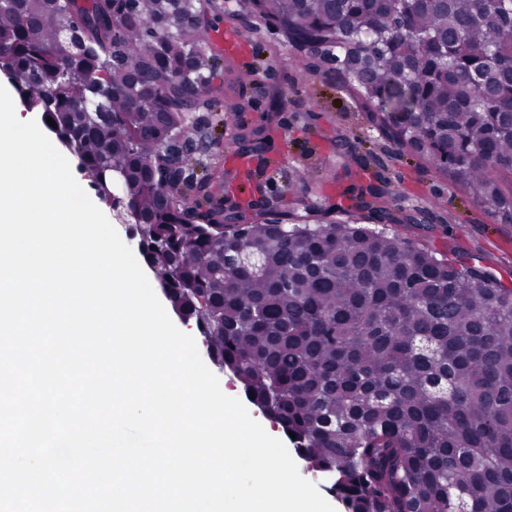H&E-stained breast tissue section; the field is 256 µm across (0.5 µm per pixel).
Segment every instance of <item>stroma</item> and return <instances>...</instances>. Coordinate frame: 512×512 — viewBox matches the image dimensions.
Wrapping results in <instances>:
<instances>
[{
    "mask_svg": "<svg viewBox=\"0 0 512 512\" xmlns=\"http://www.w3.org/2000/svg\"><path fill=\"white\" fill-rule=\"evenodd\" d=\"M215 2L209 13L211 28L221 30L231 23L242 31L247 38L242 53L252 65L265 62L271 50L281 48L280 32L251 10L238 6L228 13L222 7L224 0ZM264 82L285 93L272 135L271 163L263 176L269 190H283L297 170L305 171L312 189L329 180L336 155L330 133L336 127L349 129L362 142L355 162L363 166L368 179L390 183L401 205H417L426 212V225L390 224L388 233L452 260L478 259L503 281L512 280V223L477 206L420 156L381 139L368 113L337 88L327 64L315 57L304 69L278 64L267 70Z\"/></svg>",
    "mask_w": 512,
    "mask_h": 512,
    "instance_id": "obj_1",
    "label": "stroma"
}]
</instances>
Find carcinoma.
<instances>
[{"mask_svg":"<svg viewBox=\"0 0 512 512\" xmlns=\"http://www.w3.org/2000/svg\"><path fill=\"white\" fill-rule=\"evenodd\" d=\"M288 61L318 56L379 135L512 220V0H243ZM206 0H8L0 73L80 174L121 167L139 254L204 322L212 361L322 474L344 512H512V287L374 224L421 211L366 179L338 195L255 189L284 93L243 120L262 70L216 81ZM221 102L235 217L184 222L161 152Z\"/></svg>","mask_w":512,"mask_h":512,"instance_id":"obj_1","label":"carcinoma"}]
</instances>
